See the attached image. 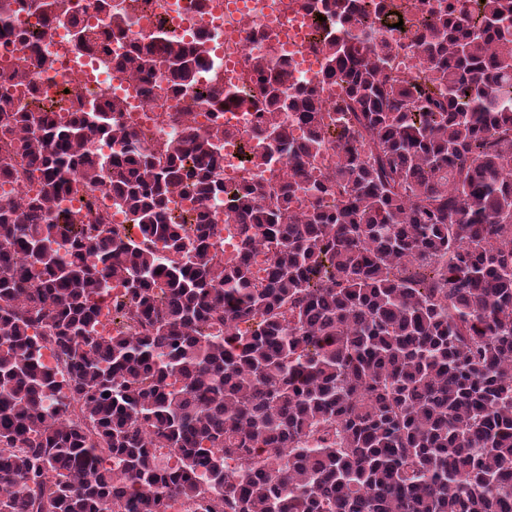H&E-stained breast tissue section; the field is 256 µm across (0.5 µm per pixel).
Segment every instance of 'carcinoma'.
I'll use <instances>...</instances> for the list:
<instances>
[{"instance_id": "1", "label": "carcinoma", "mask_w": 512, "mask_h": 512, "mask_svg": "<svg viewBox=\"0 0 512 512\" xmlns=\"http://www.w3.org/2000/svg\"><path fill=\"white\" fill-rule=\"evenodd\" d=\"M33 2L76 45L98 38L71 0ZM13 5L0 0L7 43ZM321 5L336 128L269 53L251 59L265 104L251 159L288 169L277 195L215 179L222 127L186 126L157 152L116 102L59 125L54 106L0 92V178L18 160L40 182L0 204V512H512V0H436L410 26L418 71L399 80L396 47L367 45L388 0ZM94 9L129 40L117 70L196 89L206 44L145 43L112 0ZM105 139L120 149L98 154ZM330 147L331 173L306 176ZM105 183L148 246L54 209ZM179 187L225 195L233 261L209 254V212L171 215ZM111 281L125 300L105 337Z\"/></svg>"}]
</instances>
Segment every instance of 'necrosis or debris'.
<instances>
[{"instance_id": "4bbe7bcc", "label": "necrosis or debris", "mask_w": 512, "mask_h": 512, "mask_svg": "<svg viewBox=\"0 0 512 512\" xmlns=\"http://www.w3.org/2000/svg\"><path fill=\"white\" fill-rule=\"evenodd\" d=\"M232 2L215 0L200 9L196 0H151L147 7L140 6L138 0H115L116 5L127 8L135 35L146 37L161 31L187 42L205 40L211 54L198 75V84H222L225 92L235 94L233 103L222 106L191 92L175 95L163 88L145 97L139 76L116 71L107 62L108 56L125 51V42L115 40L104 48H77L73 29L66 22L43 27L39 51L53 59V70L40 73L34 66H27L23 75L13 78L9 91L19 106L28 104L35 95L44 103H54L66 89L85 102H121L124 125L144 133L146 145L155 149L178 139L188 122L199 128L221 125L233 129L237 136L224 142L216 171L218 179L225 186L240 187L260 175L271 190H278L284 179L283 168L261 172L244 157V146L256 136L257 116L263 108L262 98L255 91L257 79L251 56L273 49L276 61L290 71L293 83L317 88L328 115H335L340 91L322 81L325 57L316 40L319 16L317 10L308 7V0H243L240 9ZM59 206L92 209L110 224L126 221L125 215L113 208L105 187L71 193L60 200Z\"/></svg>"}]
</instances>
